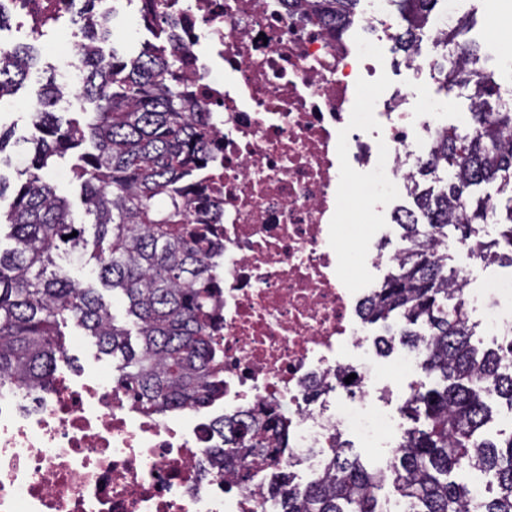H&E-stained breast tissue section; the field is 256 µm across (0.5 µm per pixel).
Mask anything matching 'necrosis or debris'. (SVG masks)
<instances>
[{
  "label": "necrosis or debris",
  "mask_w": 512,
  "mask_h": 512,
  "mask_svg": "<svg viewBox=\"0 0 512 512\" xmlns=\"http://www.w3.org/2000/svg\"><path fill=\"white\" fill-rule=\"evenodd\" d=\"M174 22L169 48L181 83L215 131L217 160L201 179L224 211L218 336L224 413L270 405L288 453L316 477L336 435L395 454L398 418L374 395L381 379L416 375L400 350L388 368L369 356L361 314L372 284L348 264H396L373 249L389 228L375 202L429 159L447 125L429 102L410 111L377 81L391 37L390 0H366L358 39L293 14L284 0H157ZM223 70V81L212 74ZM351 185L369 187L359 247L343 222ZM487 332L512 335V278L463 291ZM352 374L336 383L338 371ZM26 393L0 385V512H260L250 490H228L206 456L217 438L198 409H138L110 378L92 387L54 381L25 413Z\"/></svg>",
  "instance_id": "4bbe7bcc"
}]
</instances>
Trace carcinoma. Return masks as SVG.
<instances>
[{
	"mask_svg": "<svg viewBox=\"0 0 512 512\" xmlns=\"http://www.w3.org/2000/svg\"><path fill=\"white\" fill-rule=\"evenodd\" d=\"M294 10L329 24L353 21L359 0H288ZM438 0H391L395 41L404 58L422 42ZM110 20L99 13L84 30L80 47L81 94L93 109L83 122L61 121L48 110L62 92L55 74L42 86V110L29 159L17 182L0 179V199L13 245L0 249V382L29 393L49 388L65 355L61 324L73 320L116 361L114 380L149 413L192 407L224 394L217 332V260L224 242L200 216L219 209L198 173L215 159L207 116L177 84L180 58L145 44L130 58L110 46ZM460 17L440 37L444 63L435 66L445 92L473 88L470 106L490 117L474 132L453 126L432 146L433 166L409 178L415 209L400 223L408 246L374 289L365 315L383 323L378 350L389 344L423 343L421 369L435 379L417 386L404 404L417 426L403 438L391 471L368 470L346 442L337 441L319 478L306 488L279 475L262 487L280 512H381L377 491L391 484L410 512H512V436L481 438L490 419L488 401L512 407V340L479 352L475 325L459 300L465 278L448 267V229L457 241L512 267V101L502 97ZM36 62L34 47L17 46L0 57V102L25 81ZM73 176L79 182L94 233L71 219L69 202L48 172L57 159L83 143ZM498 184L505 199L476 195L473 187ZM504 208L491 244L476 242V225L488 210ZM69 239H64V236ZM92 264L102 287L121 296L137 328L117 322L97 289L74 280L60 254ZM221 439L211 455L234 466L235 484H252L288 449L280 415L257 410L247 418L220 416ZM477 467L492 479L491 495L470 498L453 472Z\"/></svg>",
	"mask_w": 512,
	"mask_h": 512,
	"instance_id": "obj_1",
	"label": "carcinoma"
}]
</instances>
